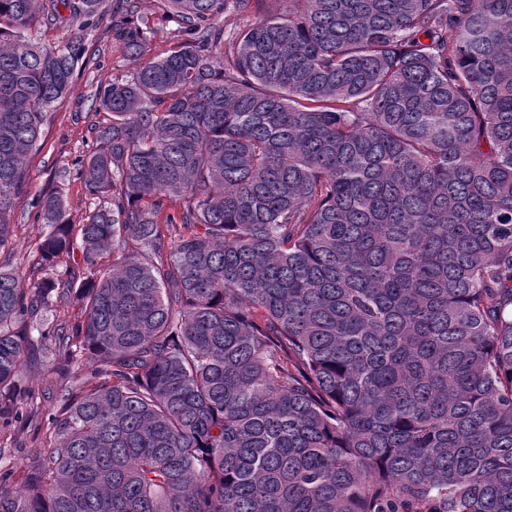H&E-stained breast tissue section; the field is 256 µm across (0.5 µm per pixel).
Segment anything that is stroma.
<instances>
[{
  "mask_svg": "<svg viewBox=\"0 0 512 512\" xmlns=\"http://www.w3.org/2000/svg\"><path fill=\"white\" fill-rule=\"evenodd\" d=\"M118 5L119 0H105L106 15L96 26L80 33L87 53L77 65L71 89L48 113L42 138L29 157L26 181L6 216L13 228L12 252L0 256V268L28 275L46 230L33 206L39 195L59 190L76 221L93 205L92 197L75 175V163L95 143L94 126L100 116L94 92L112 80L129 77L139 66L137 60L125 54L122 42L112 32L110 12ZM72 318V312L63 308L46 314L43 335L32 339L31 358L22 371V381L33 400L21 406L17 421L0 435V469H12V485L17 489L22 486L19 475L28 456L43 446L49 417L61 405L63 388L78 385L91 368L84 357L70 365L66 378L53 379L47 374L56 360L46 336Z\"/></svg>",
  "mask_w": 512,
  "mask_h": 512,
  "instance_id": "stroma-1",
  "label": "stroma"
}]
</instances>
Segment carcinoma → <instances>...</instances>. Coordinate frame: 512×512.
I'll return each instance as SVG.
<instances>
[{"mask_svg": "<svg viewBox=\"0 0 512 512\" xmlns=\"http://www.w3.org/2000/svg\"><path fill=\"white\" fill-rule=\"evenodd\" d=\"M154 2L181 42L97 89V203L38 198L0 269V419L55 303L52 372L92 363L0 512H512V0ZM102 5L0 0V250L85 52L36 33Z\"/></svg>", "mask_w": 512, "mask_h": 512, "instance_id": "obj_1", "label": "carcinoma"}]
</instances>
